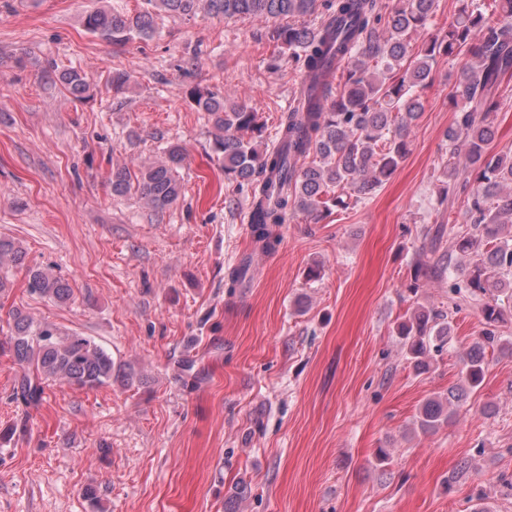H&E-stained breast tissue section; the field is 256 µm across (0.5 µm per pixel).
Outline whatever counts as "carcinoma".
<instances>
[{
  "instance_id": "carcinoma-1",
  "label": "carcinoma",
  "mask_w": 512,
  "mask_h": 512,
  "mask_svg": "<svg viewBox=\"0 0 512 512\" xmlns=\"http://www.w3.org/2000/svg\"><path fill=\"white\" fill-rule=\"evenodd\" d=\"M455 20L434 31L419 46L411 34L434 22L435 0H145L130 17L114 9L85 17L86 29L123 47L155 31L156 17L191 19L204 8L227 18L292 17L297 24L277 26L270 39L285 46L300 65L297 95L282 112L274 132L251 108L229 102L208 87H194L188 99L217 130L212 150L224 160V179L250 189L248 222L257 248H273L272 228L297 212L322 218L343 214L362 203L398 168L423 104L421 91L433 81L436 57L461 62L452 88L454 129L446 135L445 181L437 204H463L462 231L436 230L441 252L429 265L416 255L407 288L417 293L422 278H442L454 256L469 258L462 278L450 289L479 302L487 325L467 351L462 384L420 408L419 428L428 432L447 422L469 392L483 382L486 345L500 343L496 324L512 310V151H495L492 114L506 105L502 84L512 76V0H493L491 13L475 0H455ZM321 13L317 26L305 18ZM64 91L81 99L90 89L86 73L75 67L57 77ZM163 156L132 171L112 169V195L135 196L156 212L182 194L178 169L183 148L169 142ZM465 162H460V157ZM23 260V251L0 239V269ZM248 259L228 269L229 291L243 285ZM25 288L58 304L72 300L65 280L38 267L26 271ZM448 313L416 304L395 327L405 357L415 370L427 367L433 353L449 343ZM7 349L19 367L14 390L37 405L45 390L60 381L94 390L118 381L133 384L135 374L115 370L112 356L89 339L63 334L53 324L37 323L21 311L13 315Z\"/></svg>"
}]
</instances>
